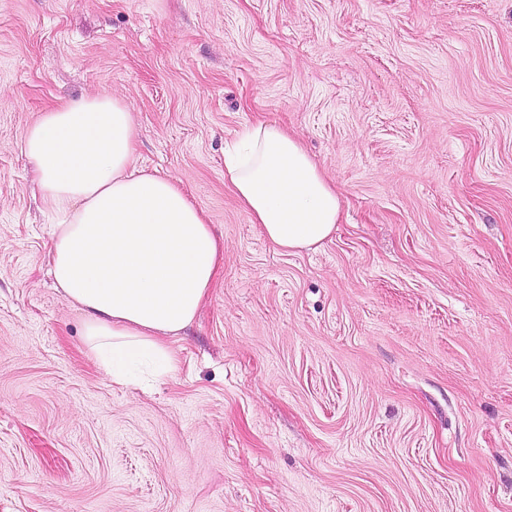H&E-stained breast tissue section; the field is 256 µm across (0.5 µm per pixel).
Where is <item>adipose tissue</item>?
I'll use <instances>...</instances> for the list:
<instances>
[{"label":"adipose tissue","instance_id":"adipose-tissue-1","mask_svg":"<svg viewBox=\"0 0 512 512\" xmlns=\"http://www.w3.org/2000/svg\"><path fill=\"white\" fill-rule=\"evenodd\" d=\"M132 111L93 93L41 112L22 151L34 165L52 246L46 263L84 314V336L113 381L171 372L172 337L198 315L224 243L175 178L136 167ZM224 178L252 223L284 251L331 238L342 202L297 136L248 124L224 150Z\"/></svg>","mask_w":512,"mask_h":512}]
</instances>
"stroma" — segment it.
Listing matches in <instances>:
<instances>
[{
    "instance_id": "stroma-1",
    "label": "stroma",
    "mask_w": 512,
    "mask_h": 512,
    "mask_svg": "<svg viewBox=\"0 0 512 512\" xmlns=\"http://www.w3.org/2000/svg\"><path fill=\"white\" fill-rule=\"evenodd\" d=\"M92 92L224 239L141 385L56 289L21 151ZM258 119L341 194L319 248L224 182ZM0 512H512V0H0Z\"/></svg>"
}]
</instances>
